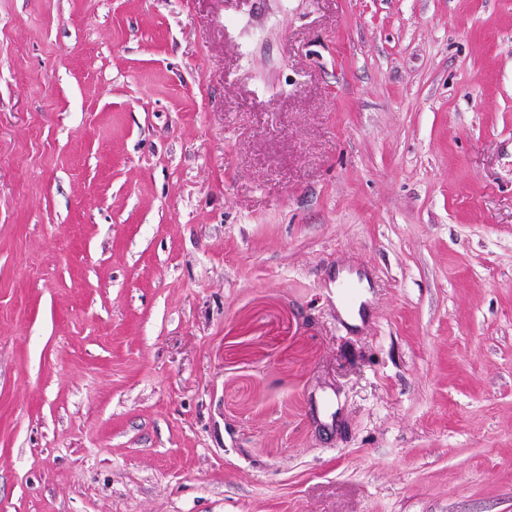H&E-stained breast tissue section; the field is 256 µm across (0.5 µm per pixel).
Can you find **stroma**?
Here are the masks:
<instances>
[{
    "instance_id": "obj_1",
    "label": "stroma",
    "mask_w": 512,
    "mask_h": 512,
    "mask_svg": "<svg viewBox=\"0 0 512 512\" xmlns=\"http://www.w3.org/2000/svg\"><path fill=\"white\" fill-rule=\"evenodd\" d=\"M0 512H512V0H0Z\"/></svg>"
}]
</instances>
